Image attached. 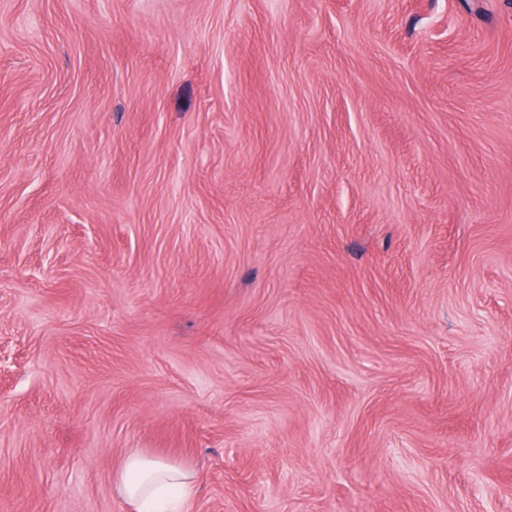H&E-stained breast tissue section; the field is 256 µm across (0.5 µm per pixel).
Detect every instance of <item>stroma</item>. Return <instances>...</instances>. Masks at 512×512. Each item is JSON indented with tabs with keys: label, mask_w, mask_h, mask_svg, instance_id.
<instances>
[{
	"label": "stroma",
	"mask_w": 512,
	"mask_h": 512,
	"mask_svg": "<svg viewBox=\"0 0 512 512\" xmlns=\"http://www.w3.org/2000/svg\"><path fill=\"white\" fill-rule=\"evenodd\" d=\"M0 512H512V0H0ZM118 497L134 512L158 510L168 496L187 501L196 488V473L185 465L131 452L112 475Z\"/></svg>",
	"instance_id": "1"
}]
</instances>
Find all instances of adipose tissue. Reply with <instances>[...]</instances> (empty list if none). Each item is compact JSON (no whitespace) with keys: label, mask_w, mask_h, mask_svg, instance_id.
<instances>
[{"label":"adipose tissue","mask_w":512,"mask_h":512,"mask_svg":"<svg viewBox=\"0 0 512 512\" xmlns=\"http://www.w3.org/2000/svg\"><path fill=\"white\" fill-rule=\"evenodd\" d=\"M118 497L133 512H159L166 497L184 502L196 488V473L185 465L133 452L112 475Z\"/></svg>","instance_id":"obj_1"}]
</instances>
